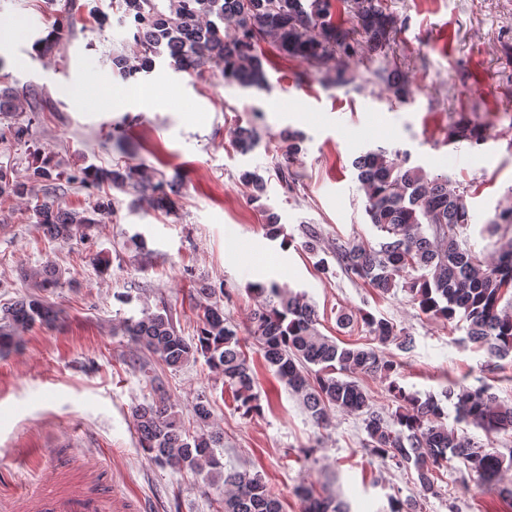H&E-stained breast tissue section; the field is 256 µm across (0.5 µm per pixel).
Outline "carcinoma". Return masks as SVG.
<instances>
[{"label":"carcinoma","mask_w":512,"mask_h":512,"mask_svg":"<svg viewBox=\"0 0 512 512\" xmlns=\"http://www.w3.org/2000/svg\"><path fill=\"white\" fill-rule=\"evenodd\" d=\"M337 1L355 4L349 28L343 27ZM118 7L119 25L128 26L140 46L133 57L112 56L113 72L124 79L150 75L159 60L166 59L174 68L200 79L213 76L227 85L262 89L268 58L261 42L269 39L283 55L301 58L316 68L322 81L345 86L355 79L351 57L360 49L371 57L379 55L394 31L393 17L382 0H118ZM53 17L50 33L36 45L41 55L55 53L63 45L68 12ZM378 75L395 98L403 101L413 96L415 87L401 70L383 69ZM31 111L28 101L0 80V115ZM7 133L14 144H28L31 120H15ZM487 137L488 130L481 126L464 125L449 134L453 142L472 144ZM259 140L256 128H241L233 145L237 152L247 154ZM289 140L286 161L278 173L290 187L296 181L293 165L301 152V137L294 133ZM354 165L366 214L380 232V241L375 247L336 245L339 265L382 294L397 285L401 273L421 272L405 288L422 313L448 321L459 316L468 341L483 349L489 359L512 358V310L500 306L512 290V239L491 260L462 246L459 238L473 220L467 202L470 188L446 175L428 177L423 168L408 166L407 157L398 150L380 147L357 157ZM62 179L87 188L106 183L119 190H136L143 186L145 176L133 166L105 169L91 165L64 178L50 156L39 151L23 179L11 165L0 164V200L27 199L32 223L57 240L84 237L86 229L113 215L112 199L102 196L81 211L63 207L56 195ZM242 179L254 199L265 194L261 174L245 171ZM154 190L158 207L169 215L177 214L179 194L174 185L167 191L161 185ZM511 228V207L498 211L486 225L492 236ZM60 276L49 264L39 273L36 287L52 288ZM251 290L264 298L252 316V333L264 363L302 400L317 426L328 427L333 409L361 416L366 447L399 468L414 469L425 495L435 493L436 467L453 459L462 461L478 481L499 487L503 472L512 468V454L506 457L489 451L448 426L440 400L408 392L391 378L394 360L374 347L341 346L320 334L316 311L301 292L276 280L253 283ZM52 318V307L35 295L1 308L0 353L11 347L17 329L48 324ZM362 321L382 345L395 341L403 350L413 346L411 337L397 333L385 319L365 313ZM124 331L169 368L204 357L212 370L224 376L237 408L247 414L261 410L254 393V372L238 332L224 321L217 307H205L197 336L190 340L177 330L165 307L155 312L146 308L141 316L127 318ZM358 374L389 379L387 392L397 403L394 414L388 417L374 406L356 380ZM445 398L453 402L458 423L487 433L512 431V406L500 402L483 384H451ZM133 417L141 447L154 462L197 474L221 468L214 452L220 446V435L203 430L189 433L164 398L136 407ZM499 495L512 500V488L499 487ZM299 496L305 503L304 512H350L344 502L324 498L312 487L302 488ZM221 512H283V506L259 475L229 471L224 474Z\"/></svg>","instance_id":"cac0c4a2"}]
</instances>
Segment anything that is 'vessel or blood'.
Returning <instances> with one entry per match:
<instances>
[{
  "mask_svg": "<svg viewBox=\"0 0 512 512\" xmlns=\"http://www.w3.org/2000/svg\"><path fill=\"white\" fill-rule=\"evenodd\" d=\"M136 501L117 490L76 486L60 494L41 493L10 502L0 512H138Z\"/></svg>",
  "mask_w": 512,
  "mask_h": 512,
  "instance_id": "b4317fda",
  "label": "vessel or blood"
}]
</instances>
